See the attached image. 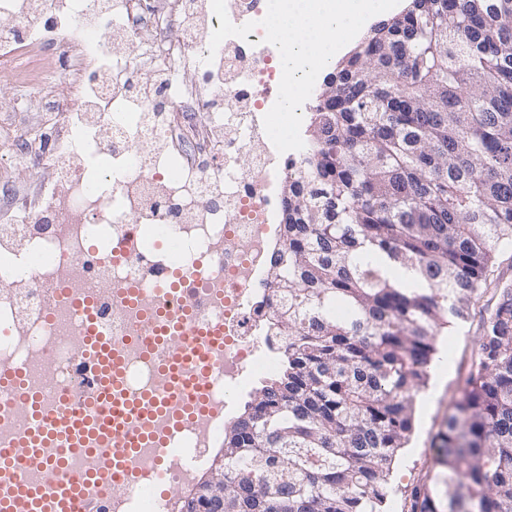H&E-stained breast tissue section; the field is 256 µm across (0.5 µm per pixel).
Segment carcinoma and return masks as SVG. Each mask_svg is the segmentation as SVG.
<instances>
[{"mask_svg":"<svg viewBox=\"0 0 512 512\" xmlns=\"http://www.w3.org/2000/svg\"><path fill=\"white\" fill-rule=\"evenodd\" d=\"M334 73L284 184L281 368L224 426V512H388L438 337L512 248V0H411ZM410 512H512L511 287L481 313Z\"/></svg>","mask_w":512,"mask_h":512,"instance_id":"obj_1","label":"carcinoma"}]
</instances>
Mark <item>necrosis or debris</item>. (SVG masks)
I'll use <instances>...</instances> for the list:
<instances>
[{
  "mask_svg": "<svg viewBox=\"0 0 512 512\" xmlns=\"http://www.w3.org/2000/svg\"><path fill=\"white\" fill-rule=\"evenodd\" d=\"M260 3L226 0L234 24L256 28L213 53L211 0H0V368L23 374L22 389L0 386V453L15 454L0 495L43 491L45 512L66 490L94 512H181L154 487L151 442L135 449L128 474L112 468L119 435L95 452L19 448L33 424L21 391L37 394L52 421L94 397L88 329L108 349L115 397L169 400L163 417L134 415L126 427L167 435L176 461L165 479L181 489L221 439L233 398L275 368L265 303L279 247L274 187L305 153H278L263 126L282 65L264 41ZM165 26L174 38L144 45V29ZM175 270L193 279L171 305L190 313L167 348L224 336V358L201 382L205 411L164 387L148 354L158 334L150 313ZM60 456L64 467L49 471Z\"/></svg>",
  "mask_w": 512,
  "mask_h": 512,
  "instance_id": "obj_1",
  "label": "necrosis or debris"
}]
</instances>
